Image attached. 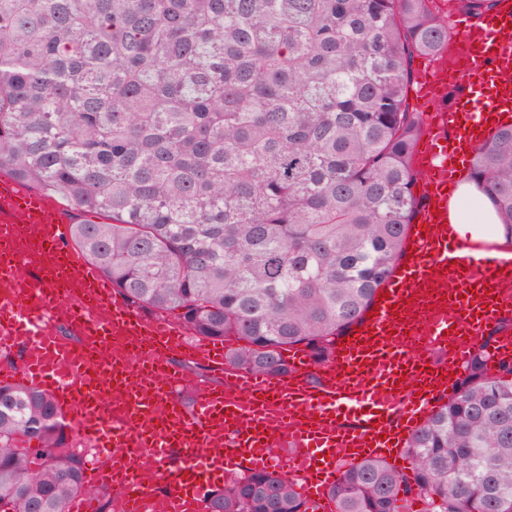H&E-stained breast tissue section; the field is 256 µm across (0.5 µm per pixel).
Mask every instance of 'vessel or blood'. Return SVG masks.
Wrapping results in <instances>:
<instances>
[{"instance_id": "vessel-or-blood-1", "label": "vessel or blood", "mask_w": 512, "mask_h": 512, "mask_svg": "<svg viewBox=\"0 0 512 512\" xmlns=\"http://www.w3.org/2000/svg\"><path fill=\"white\" fill-rule=\"evenodd\" d=\"M469 59L451 107L428 115L413 161L425 178V203L404 260L364 317L337 338L327 360L288 351L284 376L238 370L224 344L191 337L167 313L129 305L110 278L72 249L62 209L38 190L0 177V347L18 366L0 382L51 394L84 447L103 457L96 485L120 484L124 512H202L204 489L228 472L272 467L284 441L296 448L288 470L314 512H335L329 497L338 456L401 458L410 432L451 391L490 331L488 368L512 358V257L467 255L448 224L450 191L466 157L512 119V0L457 29ZM448 72L424 71L416 95L437 101ZM81 337L73 350L58 334ZM131 354L113 365L112 339ZM439 348L442 361L429 356ZM205 364L218 383L190 385L176 360Z\"/></svg>"}]
</instances>
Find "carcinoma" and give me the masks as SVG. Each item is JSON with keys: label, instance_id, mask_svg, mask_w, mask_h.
I'll use <instances>...</instances> for the list:
<instances>
[{"label": "carcinoma", "instance_id": "carcinoma-1", "mask_svg": "<svg viewBox=\"0 0 512 512\" xmlns=\"http://www.w3.org/2000/svg\"><path fill=\"white\" fill-rule=\"evenodd\" d=\"M435 0H0V173L107 223L71 240L131 305L226 361L285 375L325 361L372 307L417 210L406 102L413 56L437 59ZM481 18L497 0H454ZM470 177L512 237V124ZM485 340L410 435V472L369 458L330 489L336 512H512V360ZM45 390L0 384V512H66L83 479ZM204 512H308L266 469L203 495Z\"/></svg>", "mask_w": 512, "mask_h": 512}]
</instances>
